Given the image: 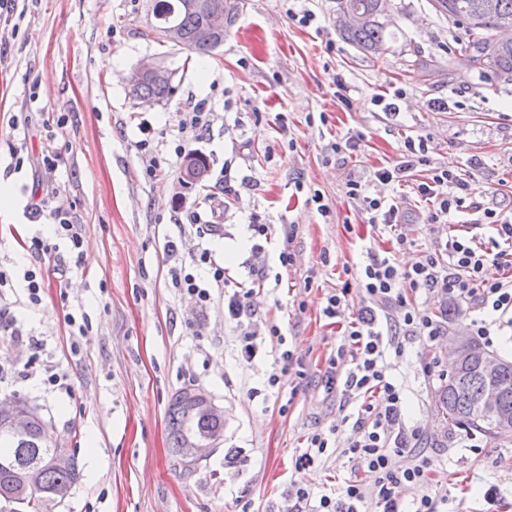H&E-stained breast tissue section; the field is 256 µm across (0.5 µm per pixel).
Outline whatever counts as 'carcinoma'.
<instances>
[{
    "instance_id": "obj_1",
    "label": "carcinoma",
    "mask_w": 512,
    "mask_h": 512,
    "mask_svg": "<svg viewBox=\"0 0 512 512\" xmlns=\"http://www.w3.org/2000/svg\"><path fill=\"white\" fill-rule=\"evenodd\" d=\"M380 0H339L343 15L356 14L362 22L355 26L339 25L340 34L352 45L363 51L376 52L386 46L388 22L384 20V9ZM435 11L448 17L453 25H463L469 32L466 56L479 64L486 73L498 79L512 81V41H502L494 33L505 27L512 28V0H435ZM174 15L184 35V48L200 55H210L220 44L210 33L207 16L198 11H187L182 0H155L153 19L146 23L141 32L149 37L148 31L165 22V17ZM175 86L146 82L138 89V96L159 102L170 98ZM458 370H453L448 380L441 383L434 394L438 414L446 424L492 433L491 423L478 412V401L484 389L482 377L472 373L457 379ZM191 391L176 393L167 411L169 443L172 453L179 455L185 444L186 435L194 431L207 433L217 428L201 411L187 413ZM66 452L54 445L52 426L38 411L32 409L30 430L26 439L11 434L0 427V485L13 484L19 489V475L32 460L39 457L51 460L55 455ZM79 479L75 455H68V464L57 467L44 466L42 493L73 489ZM39 512V496L4 497L0 495V512Z\"/></svg>"
}]
</instances>
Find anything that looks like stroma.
Masks as SVG:
<instances>
[{"label": "stroma", "mask_w": 512, "mask_h": 512, "mask_svg": "<svg viewBox=\"0 0 512 512\" xmlns=\"http://www.w3.org/2000/svg\"><path fill=\"white\" fill-rule=\"evenodd\" d=\"M385 4L393 38L382 54L342 37L338 0H239L223 45L208 56L143 38L154 0H21L18 15H0V188L13 198L0 210V311L20 330L0 331V400L37 408L57 447L77 459L80 478L55 512H283L290 483L302 481L316 501L353 476L344 450L359 404L321 382L342 341L323 308L369 256L392 252V234L369 224L347 196V180L363 177L367 193L402 212L410 243L394 254L403 268L448 233L444 224L426 226L414 191L432 169L473 176L482 207L512 211V81L466 61V29L436 13L432 0ZM292 9L317 19L300 26ZM152 58L173 71L176 91L142 108L125 78ZM388 102L398 114L385 111ZM200 103L211 124L188 150L207 158L214 198L201 207L208 223L192 225L174 206L196 198L178 184L175 148L180 113ZM44 112L56 113L58 124L44 127ZM358 133L356 150H329ZM145 137L166 160L153 179L144 174ZM408 138L423 140L428 165L398 182L374 181ZM47 156L55 164L49 174ZM316 193L328 214L318 212ZM58 208L80 227L82 260L64 239L38 256L26 246L33 235L50 237ZM254 216L269 226L258 256L247 244ZM201 247L229 281L246 280L256 264L268 272L253 303L301 363L277 386L264 384L276 367L274 345L253 364L241 361L222 289L213 288L203 312L173 287L172 269L190 267ZM284 251L292 255L285 267ZM30 267L50 279L36 305L22 279ZM415 300L443 335L403 337L405 353L391 361L405 423L424 431L418 449L436 467L448 512H486L491 484L501 491L499 512H512V439L444 429L434 412L448 372L447 335L467 327L471 314L445 297L421 292ZM71 316L87 317L86 336L75 335ZM33 338L42 351L32 365ZM432 361L435 371L425 373ZM49 364L62 375L59 385L44 382ZM184 389L204 390L224 411L218 448L192 472L171 454L167 430L168 405ZM317 432L332 449L297 472Z\"/></svg>", "instance_id": "1"}]
</instances>
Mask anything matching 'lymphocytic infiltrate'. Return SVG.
<instances>
[{
	"label": "lymphocytic infiltrate",
	"mask_w": 512,
	"mask_h": 512,
	"mask_svg": "<svg viewBox=\"0 0 512 512\" xmlns=\"http://www.w3.org/2000/svg\"><path fill=\"white\" fill-rule=\"evenodd\" d=\"M349 198L360 202L370 224L394 227L403 217L398 206L381 197L366 195L360 179L346 183ZM416 194L428 207L427 221L450 224L461 214L476 216L478 224L494 229L497 238L485 248L474 239L452 234L437 250L425 253L410 269H400L394 258H374L360 272L359 288L364 304L349 322L343 343L330 357L322 375L326 392H342L363 404L353 424L354 434L347 453L363 472L362 478L345 483L336 496H321L315 512H362L372 503L373 512H438L432 461L415 454L413 443L422 436L420 428H407L402 420L404 392L388 373L389 357H402L405 347L399 335L424 336L436 340L441 327L426 310L412 302L425 290L470 305L472 335L489 337L492 329H512V214L482 209L473 199L470 182L455 169L437 168L416 185ZM498 265L500 278L485 277L487 263ZM249 284L228 286L223 268L212 267L211 283H203L183 270L173 271L174 287L208 307L210 285L225 287L224 310L238 330L240 357L251 363L262 349L264 339L276 341L278 361L288 366L293 354L276 324L258 328V311L251 298L267 280L263 267L250 270ZM414 483L423 495L404 506L398 490Z\"/></svg>",
	"instance_id": "1"
}]
</instances>
